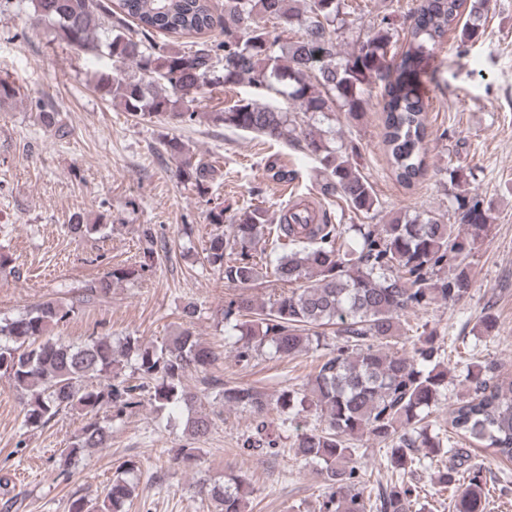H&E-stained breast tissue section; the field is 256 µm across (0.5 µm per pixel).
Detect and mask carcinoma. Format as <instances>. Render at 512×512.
<instances>
[{
    "mask_svg": "<svg viewBox=\"0 0 512 512\" xmlns=\"http://www.w3.org/2000/svg\"><path fill=\"white\" fill-rule=\"evenodd\" d=\"M33 8L32 19L47 26L65 47L112 62L96 90L120 100L125 110L162 125L193 122L205 94L247 83L272 92L281 101L244 95L220 112L207 113L215 125L282 140L315 162L314 177L324 199L342 198L365 215L378 199L355 160L356 148L336 136V127L320 128L340 111L349 119L362 115L366 95L378 81L383 146L395 180L415 185L427 170V107L405 74L420 57L442 44L450 31L460 42L477 38L488 0H420L418 17L408 26L401 53L392 51L399 31L389 15L374 20L344 54L338 47L353 30L348 0H224L222 13L212 0H0V12ZM219 30L212 37L210 33ZM194 37L184 50L156 35ZM399 75L390 79L391 71ZM22 97V87L0 78V106ZM41 125L64 138L68 129L54 106L38 110ZM163 151L179 159L178 176L189 190L211 204L208 223L215 226L202 248L200 265L240 285L271 283L280 291L268 300L233 294L224 300L225 339L237 362L272 355L294 356L306 349L329 350L302 389L278 395L251 384L202 378L227 408L252 413L264 423L272 411L294 418L315 409L327 427L296 435L294 447L319 467L325 492L322 512H412L416 487L404 478L390 479L375 493L365 492L354 438L386 445L393 470H406L421 448L440 452L425 419L439 407L448 389L444 338L424 331L412 351L391 346L400 338L401 317L435 302L455 305L472 288L475 252L492 232L491 207L470 195L467 175L450 166L448 195L456 205L458 228L431 212L393 217L386 224L331 223L306 208L293 206L279 217L261 207L236 212L224 224V206L209 195L224 176L216 160L200 157L176 136ZM271 178L295 179V170L274 159ZM104 224L85 223L71 215L69 231L78 236L100 233ZM269 241L271 258L258 255ZM143 261L133 270L116 269L69 300L48 299L24 313L0 318V373L8 376L24 399V422L44 426L63 411H78L85 421L65 449L74 461L88 448H109L117 420L144 398L159 410L183 404L192 408L200 396L185 386L191 370L203 374L217 356L197 337L196 307L183 309L184 323L159 347L138 336L112 339L109 333L74 345L51 337V328L78 309L105 299L112 282L150 270L157 239L142 234ZM131 368V374L123 372ZM466 392L448 410V430L502 461H512V379L493 364L467 368ZM106 408L109 414L100 416ZM192 439L206 437L209 415L193 411L185 421ZM458 468L437 472L436 482L450 491L455 512H484L486 494L478 476L460 484ZM196 494L207 496L220 512H245L249 487L237 478L222 484L205 481ZM131 495L127 479L117 477L103 499L73 493L68 512H123Z\"/></svg>",
    "mask_w": 512,
    "mask_h": 512,
    "instance_id": "1",
    "label": "carcinoma"
}]
</instances>
